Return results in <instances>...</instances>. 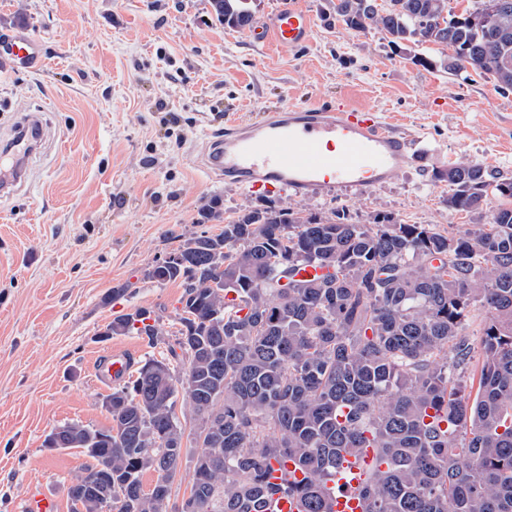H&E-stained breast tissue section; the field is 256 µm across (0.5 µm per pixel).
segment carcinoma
Wrapping results in <instances>:
<instances>
[{
  "label": "carcinoma",
  "mask_w": 512,
  "mask_h": 512,
  "mask_svg": "<svg viewBox=\"0 0 512 512\" xmlns=\"http://www.w3.org/2000/svg\"><path fill=\"white\" fill-rule=\"evenodd\" d=\"M212 7L230 29L253 25L248 0ZM327 11L355 34L376 27L395 49L431 51L413 55L424 68L512 91V0L459 13L448 0H328ZM433 177L471 223L352 224L271 204L149 268L150 280L182 281L180 328L169 357L112 391L109 426L60 427L93 459L69 489L74 512H99L87 492L108 485V512H168L187 450L179 401L198 448L179 512H268L276 498L332 512L327 483L369 450L365 512H512V178L465 162ZM308 265L321 273L299 276ZM476 307L478 351L463 333ZM128 332L167 335L144 307L104 335ZM275 463L294 470L274 483Z\"/></svg>",
  "instance_id": "carcinoma-1"
}]
</instances>
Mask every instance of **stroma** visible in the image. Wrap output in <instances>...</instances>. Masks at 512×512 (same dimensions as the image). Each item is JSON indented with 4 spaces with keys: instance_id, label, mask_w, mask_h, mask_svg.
Here are the masks:
<instances>
[{
    "instance_id": "stroma-1",
    "label": "stroma",
    "mask_w": 512,
    "mask_h": 512,
    "mask_svg": "<svg viewBox=\"0 0 512 512\" xmlns=\"http://www.w3.org/2000/svg\"><path fill=\"white\" fill-rule=\"evenodd\" d=\"M300 3L312 39L288 49L224 28L211 0H0V35L24 29L43 45L36 70L0 61V148L27 113L44 129L26 185L0 196V512H24L39 495L72 512L68 489L91 459L44 441L71 422L109 425L111 389L92 374L99 354L168 357L184 289L145 272L188 238L220 232L222 221L201 220L211 198L225 218L294 202L354 224L385 213L445 228L465 218L448 210L435 171L477 162L512 178V92L415 65L381 30L351 34L325 19L327 0ZM308 102L375 110L415 139L417 160L363 194L297 199L252 194L197 166L203 139L226 120ZM140 307L167 336L102 339L113 317Z\"/></svg>"
}]
</instances>
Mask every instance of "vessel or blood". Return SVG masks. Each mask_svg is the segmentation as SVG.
Listing matches in <instances>:
<instances>
[{
    "label": "vessel or blood",
    "mask_w": 512,
    "mask_h": 512,
    "mask_svg": "<svg viewBox=\"0 0 512 512\" xmlns=\"http://www.w3.org/2000/svg\"><path fill=\"white\" fill-rule=\"evenodd\" d=\"M312 32L311 15L290 0L255 23L249 34L259 42L295 49L309 43ZM42 53L40 41L25 32L0 40V55L17 68H34ZM415 159L410 139L372 109L311 103L280 107L254 123H228L223 135L209 139L203 167L251 192L320 197L334 190L367 192ZM131 366L127 353L115 351L100 364L97 376L101 382H115ZM371 462L366 455L343 463L333 512H364L358 487Z\"/></svg>",
    "instance_id": "b4317fda"
}]
</instances>
